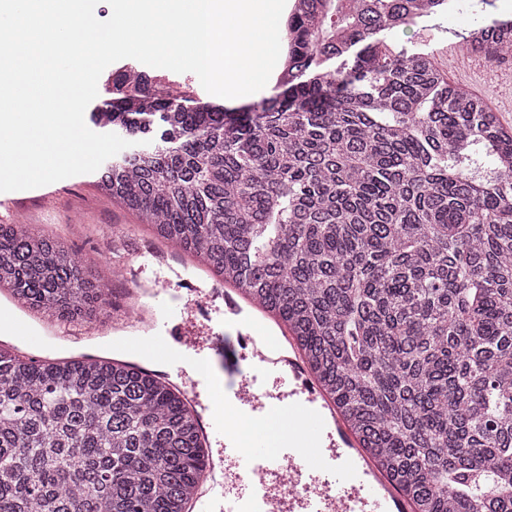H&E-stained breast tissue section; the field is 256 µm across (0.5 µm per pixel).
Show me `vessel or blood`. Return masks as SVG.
<instances>
[{
  "instance_id": "b4317fda",
  "label": "vessel or blood",
  "mask_w": 512,
  "mask_h": 512,
  "mask_svg": "<svg viewBox=\"0 0 512 512\" xmlns=\"http://www.w3.org/2000/svg\"><path fill=\"white\" fill-rule=\"evenodd\" d=\"M112 265L124 286L112 307V352L129 366L152 370V356L178 317L238 327L232 340L217 332L204 346L191 336L182 340L203 366L223 363V382L194 373L185 358L169 360L158 372L197 413L199 432L214 453L188 512H412L337 415L285 328L273 323L253 335L251 324L261 316L256 305L221 283L200 288L198 277L188 274V257L172 243H151L131 258L120 235H113ZM0 303L14 311L0 332V347L40 361L55 325L31 323L10 295L0 296ZM258 413L276 419L283 435L276 448L257 437L250 451H242L231 421Z\"/></svg>"
}]
</instances>
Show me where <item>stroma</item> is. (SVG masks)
I'll return each mask as SVG.
<instances>
[{"instance_id":"35a3bbf8","label":"stroma","mask_w":512,"mask_h":512,"mask_svg":"<svg viewBox=\"0 0 512 512\" xmlns=\"http://www.w3.org/2000/svg\"><path fill=\"white\" fill-rule=\"evenodd\" d=\"M451 7V13L424 17L395 30L386 42L413 44L434 53L449 81L483 97L501 124L512 131V83L506 78L507 66L492 64L481 55H464L459 47L473 27L502 17V0H453ZM53 189L51 208L30 203L33 226L65 238L83 266L95 268L102 284L111 285L105 234L113 225L128 226L130 245L138 250L149 241L150 227L140 226L133 214L112 204L99 190L95 175L69 177L54 182Z\"/></svg>"}]
</instances>
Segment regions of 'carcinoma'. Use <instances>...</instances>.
Wrapping results in <instances>:
<instances>
[{
	"mask_svg": "<svg viewBox=\"0 0 512 512\" xmlns=\"http://www.w3.org/2000/svg\"><path fill=\"white\" fill-rule=\"evenodd\" d=\"M448 0H301L288 84L225 107L121 67L88 120L135 143L98 187L281 319L415 512H512V134L383 36ZM512 54V19L467 36ZM0 287L106 305L64 241L0 224ZM209 460L166 385L0 352V512H182Z\"/></svg>",
	"mask_w": 512,
	"mask_h": 512,
	"instance_id": "carcinoma-1",
	"label": "carcinoma"
}]
</instances>
